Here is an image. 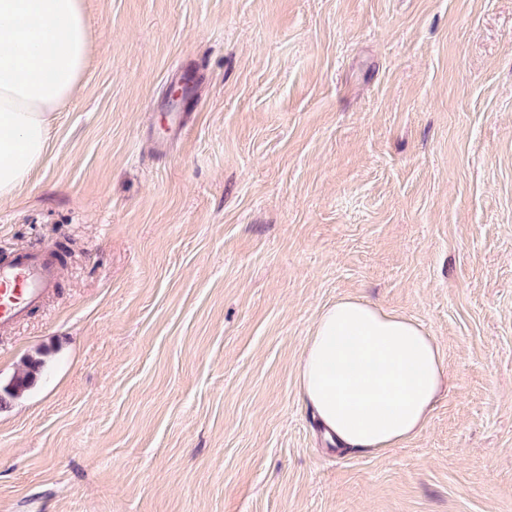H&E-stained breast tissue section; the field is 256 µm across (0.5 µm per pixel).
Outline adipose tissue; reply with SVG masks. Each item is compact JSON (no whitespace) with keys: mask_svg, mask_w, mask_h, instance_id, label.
Listing matches in <instances>:
<instances>
[{"mask_svg":"<svg viewBox=\"0 0 512 512\" xmlns=\"http://www.w3.org/2000/svg\"><path fill=\"white\" fill-rule=\"evenodd\" d=\"M89 47L85 0H0V201L42 163L50 115L78 91ZM298 382L339 448L382 452L424 429L443 356L415 321L348 297L316 319Z\"/></svg>","mask_w":512,"mask_h":512,"instance_id":"obj_1","label":"adipose tissue"}]
</instances>
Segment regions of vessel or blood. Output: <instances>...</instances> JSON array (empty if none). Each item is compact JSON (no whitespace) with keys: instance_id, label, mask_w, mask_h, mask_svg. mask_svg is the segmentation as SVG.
I'll return each mask as SVG.
<instances>
[{"instance_id":"b4317fda","label":"vessel or blood","mask_w":512,"mask_h":512,"mask_svg":"<svg viewBox=\"0 0 512 512\" xmlns=\"http://www.w3.org/2000/svg\"><path fill=\"white\" fill-rule=\"evenodd\" d=\"M57 257L38 247L0 258V326L21 322L56 287Z\"/></svg>"}]
</instances>
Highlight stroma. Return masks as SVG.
Returning a JSON list of instances; mask_svg holds the SVG:
<instances>
[{
  "label": "stroma",
  "mask_w": 512,
  "mask_h": 512,
  "mask_svg": "<svg viewBox=\"0 0 512 512\" xmlns=\"http://www.w3.org/2000/svg\"><path fill=\"white\" fill-rule=\"evenodd\" d=\"M86 7L81 86L0 202V256L64 260L0 330V388L43 363L0 409V512H512V0ZM344 297L444 358L381 453L298 387ZM41 366V361L35 359L29 360L26 363L25 368L13 378L11 387L3 389V395L1 394L0 397V403L7 404L10 399H13L19 393L28 389L34 383L40 372Z\"/></svg>",
  "instance_id": "stroma-1"
}]
</instances>
